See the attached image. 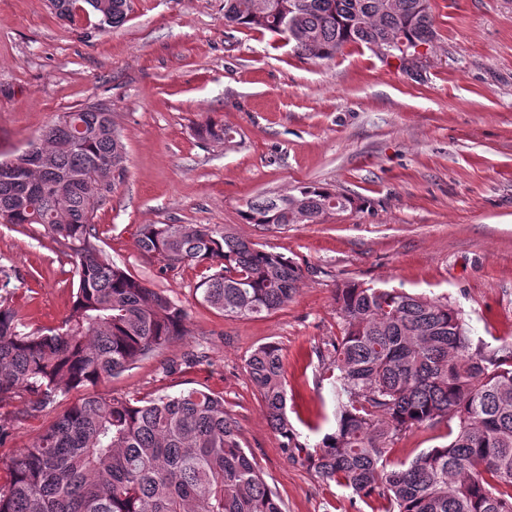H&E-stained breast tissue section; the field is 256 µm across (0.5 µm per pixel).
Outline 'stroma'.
Listing matches in <instances>:
<instances>
[{"label":"stroma","instance_id":"35a3bbf8","mask_svg":"<svg viewBox=\"0 0 512 512\" xmlns=\"http://www.w3.org/2000/svg\"><path fill=\"white\" fill-rule=\"evenodd\" d=\"M433 49L403 63L349 45L334 60L296 57L281 36L224 24V0H131L109 32L59 19L48 0H0V153L24 149L63 113L108 109L123 135L125 182L96 212L106 256L181 302L189 333L136 362L102 389L146 397L191 387L223 396L286 512H381L382 501L325 486L288 460L245 361L259 345L281 349L288 418L316 450L336 427L324 378L340 334L335 291L356 281L450 303L474 343H512V0H432ZM228 141L204 142L206 119ZM307 182L349 195L355 208L320 224L282 229L245 223L247 201ZM142 224H223L303 269L286 307L230 319L202 301L204 267L165 275L135 243ZM0 290L20 328H55L78 282L73 260L38 226L0 223ZM206 362L183 364L191 350ZM180 362L179 373L167 366ZM13 429L6 460L52 420L26 401L0 402ZM446 425L407 431L391 464L447 443Z\"/></svg>","mask_w":512,"mask_h":512}]
</instances>
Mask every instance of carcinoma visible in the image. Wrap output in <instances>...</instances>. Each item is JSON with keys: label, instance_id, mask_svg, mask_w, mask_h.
Here are the masks:
<instances>
[{"label": "carcinoma", "instance_id": "1", "mask_svg": "<svg viewBox=\"0 0 512 512\" xmlns=\"http://www.w3.org/2000/svg\"><path fill=\"white\" fill-rule=\"evenodd\" d=\"M131 0H57L70 22L93 14L110 31ZM236 29L283 34L299 58L331 60L348 45L407 48L435 37L430 0H224ZM203 141L229 138L200 124ZM112 113L65 112L27 150L0 158V221L36 224L74 261L78 288L57 329L19 330L0 300V401L19 394L41 413L57 397L97 386L188 334L187 311L107 258L94 212L126 176ZM355 201L313 183L255 198L247 224H314ZM137 247L164 274L205 265L202 302L227 318L283 308L301 266L222 224H142ZM340 336L330 352L336 429L315 453L295 439L280 347L258 346L245 366L288 459L313 468L385 512H512V347L473 346L458 310L397 289L355 281L336 287ZM455 424L448 444L387 468V445L421 426ZM0 512H284L251 453L242 448L224 398L200 388L133 399L90 393L70 404L7 463Z\"/></svg>", "mask_w": 512, "mask_h": 512}]
</instances>
